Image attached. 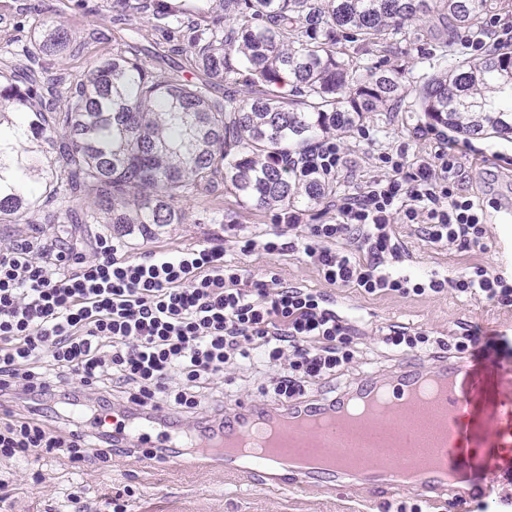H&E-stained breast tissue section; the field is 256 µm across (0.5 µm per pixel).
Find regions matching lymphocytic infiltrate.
Masks as SVG:
<instances>
[{
    "label": "lymphocytic infiltrate",
    "instance_id": "lymphocytic-infiltrate-1",
    "mask_svg": "<svg viewBox=\"0 0 512 512\" xmlns=\"http://www.w3.org/2000/svg\"><path fill=\"white\" fill-rule=\"evenodd\" d=\"M385 174L330 200L335 218L304 223L293 213L272 229L173 253L130 257L121 240L100 236L86 258L59 236L0 247V401L23 399L0 416V457L60 452L80 462L88 449L121 450L111 425L81 430L74 409L92 395L108 415L113 384L138 407L169 406L188 415L228 371L261 363L273 369L265 389L280 402L302 400L354 362L356 327L330 295L293 286L277 273H248L228 260L241 254L302 253L323 281L367 295L434 296L453 292L512 308V267L481 263L460 274H408L398 224L460 252L485 249L484 199L463 192V174L447 142L412 164L379 156ZM394 353L427 352L442 338L403 324L383 328ZM63 402L54 414L44 404Z\"/></svg>",
    "mask_w": 512,
    "mask_h": 512
}]
</instances>
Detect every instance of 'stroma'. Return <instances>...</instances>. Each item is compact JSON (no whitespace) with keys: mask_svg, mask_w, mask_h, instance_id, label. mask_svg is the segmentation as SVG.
<instances>
[{"mask_svg":"<svg viewBox=\"0 0 512 512\" xmlns=\"http://www.w3.org/2000/svg\"><path fill=\"white\" fill-rule=\"evenodd\" d=\"M39 5L43 15L68 26L82 28L87 43L79 56L53 61V69L64 70L71 78L81 79L93 68L97 58L112 49V36L118 26L112 21L108 0H0V40L16 36V25L30 21L31 5ZM415 40H396L393 48L378 53L375 59L393 66L406 61L447 53L450 62H468L460 42L450 40L446 23L433 20L415 28ZM373 57L357 56L358 64ZM448 139L457 160L470 176L469 191L492 199L496 205H512V142L495 137L465 138L451 130L429 128L417 113L413 98H405L394 112H378L365 122L364 130L342 137L343 164L335 180L337 192L356 182L368 180L378 172L380 152L406 148L407 162L434 148L438 139ZM223 208V223H213L216 208ZM188 224H172L159 234L135 237L126 246L128 255L138 257L155 251H175L190 245L205 244L223 238L225 225H234L238 234H246L275 224L274 211H256L239 203L225 190L191 201ZM396 233L408 256L406 267L412 276L424 278L433 273L462 272L473 262L497 265L512 257V235L500 231L499 222L489 226L491 249L487 253L459 254L440 244L421 240L412 226L399 224ZM105 224H0V246L51 233L73 241L84 255H92L96 237L110 233ZM236 262L249 271L270 269L294 286L325 290L337 305L353 304L366 311L367 318L357 331L360 348L366 350L370 364L380 370H393L399 355L379 350L374 345L376 331L399 322L445 337L461 329L479 327L483 340L507 337L512 340V309L487 302L467 301L445 293L438 296L400 297L392 294L365 295L353 288H327L317 270L303 254L270 257L261 254L236 255ZM264 368L226 375L222 391L213 393L210 408L185 425L198 429L233 412L236 405L262 404L261 386ZM0 480L7 484L13 512H68V496L81 490L95 512H108L112 497L132 490L130 512H351L362 492L325 483L293 495H285L263 485L256 477L224 473L223 469L201 467L192 471H173L149 464L138 453L103 460L98 451H90L79 464H71L60 454L41 457L0 458ZM418 508L419 512H482L474 503L448 508L430 505L416 493L373 498L371 512H397L398 507Z\"/></svg>","mask_w":512,"mask_h":512,"instance_id":"obj_1","label":"stroma"}]
</instances>
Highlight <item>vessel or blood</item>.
Segmentation results:
<instances>
[{"label":"vessel or blood","instance_id":"obj_1","mask_svg":"<svg viewBox=\"0 0 512 512\" xmlns=\"http://www.w3.org/2000/svg\"><path fill=\"white\" fill-rule=\"evenodd\" d=\"M447 382L448 390L440 435L433 443L432 463L411 488L431 502L456 506L482 496L480 484L467 481L462 451L478 446L497 451L490 465L497 476L512 479V368L489 366L483 378H476L465 357L427 359L417 355L403 360L394 370L368 371L355 384L340 391L334 401L318 410L289 405H269L256 412L252 405L237 407L226 417L222 430L216 431V447L204 449L202 458L218 461L225 473L254 474L268 486L291 491L310 488L318 483H336L362 487L375 495L402 491V484L377 472L350 473L330 465L317 467L306 461L288 463L271 458H246L224 452V441L235 439L256 423H298L313 418L336 416L353 400L386 391L394 402H401L426 379ZM159 414L132 415L123 418L121 428L126 442L135 449L151 451V464L172 468L181 465L185 451L181 447L183 432L168 431L160 426Z\"/></svg>","mask_w":512,"mask_h":512}]
</instances>
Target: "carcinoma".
<instances>
[{"mask_svg":"<svg viewBox=\"0 0 512 512\" xmlns=\"http://www.w3.org/2000/svg\"><path fill=\"white\" fill-rule=\"evenodd\" d=\"M112 17L144 14L182 40L183 64L159 74L136 45L112 40L84 79L45 66L79 45L53 20L31 24L0 72V224H110L151 236L190 223L185 203L224 187L253 209L306 212L334 179L295 160L316 138L344 136L374 112L414 97L426 124L512 141V47L466 67L447 55L418 77L406 63L358 66L364 55L433 16L454 36L484 31L512 0H110ZM246 74L251 95L213 90ZM92 199L90 208L77 205Z\"/></svg>","mask_w":512,"mask_h":512,"instance_id":"1","label":"carcinoma"}]
</instances>
